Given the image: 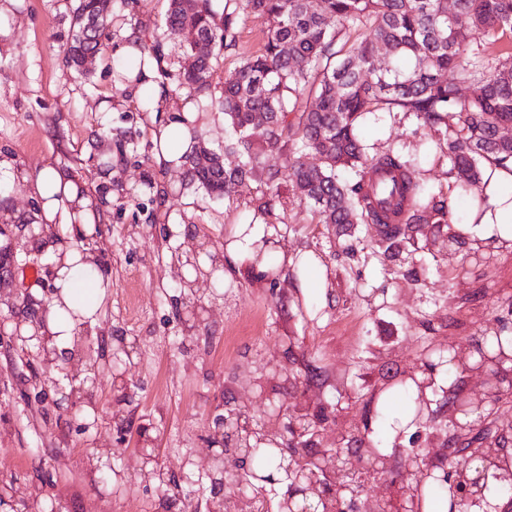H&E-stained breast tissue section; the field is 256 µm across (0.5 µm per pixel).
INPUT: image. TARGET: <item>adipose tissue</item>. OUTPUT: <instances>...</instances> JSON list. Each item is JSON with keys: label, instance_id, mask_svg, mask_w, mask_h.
Segmentation results:
<instances>
[{"label": "adipose tissue", "instance_id": "ef3b65f1", "mask_svg": "<svg viewBox=\"0 0 512 512\" xmlns=\"http://www.w3.org/2000/svg\"><path fill=\"white\" fill-rule=\"evenodd\" d=\"M21 182L26 193L39 205V222L45 232H52L60 224L86 229L102 218L101 210L96 208L94 198L85 187L61 168L47 164L35 172H23ZM478 192L486 203L482 209L472 210L467 224L469 235L496 247L512 248V164H485ZM265 236V224L236 225L224 252L236 263L254 261L264 247ZM53 263L57 299L67 300L79 295L86 300L82 317L69 325L62 327L55 319H48L51 345L61 350L80 328L99 326L112 283L98 272L95 253L77 249L74 244H58Z\"/></svg>", "mask_w": 512, "mask_h": 512}]
</instances>
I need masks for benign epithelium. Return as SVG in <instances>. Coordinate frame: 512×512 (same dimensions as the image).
<instances>
[{"label": "benign epithelium", "mask_w": 512, "mask_h": 512, "mask_svg": "<svg viewBox=\"0 0 512 512\" xmlns=\"http://www.w3.org/2000/svg\"><path fill=\"white\" fill-rule=\"evenodd\" d=\"M186 261L176 267V276L185 287H192L201 279L204 271L198 263V255L204 246L188 245ZM468 257L487 262L494 257V248L482 242H471ZM46 278L41 295L36 297L28 290L15 294L13 314L0 318V345L40 359L42 374L54 378L67 365H85L83 378L71 389L55 384L58 398L54 404L66 405V415L71 421L88 429L98 424L101 410L95 402V379L99 373L112 378V392L123 398L131 395V383L126 368L137 354L136 344L124 338L115 340L112 346L103 343L88 344L79 358L66 357L55 348H49L51 337L44 333V319L55 289L52 284V265H45ZM179 317L184 327L192 330L204 325L209 319L207 306L180 300ZM466 369L472 384L469 392L457 405L450 418L449 427L437 424L440 409L435 396L439 394L437 372H448V367ZM403 383L413 385L418 391L417 414L412 424L417 432L426 433L425 447L408 450L395 448L389 453L372 449L366 460H358L350 448H338L324 444V435L333 432L339 435L335 425H319L316 420L317 405L323 397L304 398L288 405L289 430L294 433L291 448L281 449L279 461L280 479L270 476L272 484L267 486L258 476L250 474L247 484L264 495H274L275 512H326L319 509L329 498L336 499V512H423L420 489L428 482L441 479L447 482L450 499L449 512H504L501 505L494 510L486 509L487 487L496 482L499 487H512V466L501 463L504 449L498 435L482 430L495 422L493 415L497 405L506 396L512 395V350L503 344L486 346L473 342L462 345H434L423 357L409 366L402 378ZM480 431L479 441L471 448L468 464L459 473H448V456L452 455L455 440ZM313 434L315 447L303 449L298 457L296 449L303 438ZM224 414L214 417L211 436L219 442L206 448L191 450L182 457L178 481L187 485L203 481L214 469L224 468V454L217 451L223 446ZM106 478L117 484L128 483L134 475L144 483L151 484L155 473L166 470L161 461L154 439L143 435L137 448L129 453V462L122 469L108 466ZM360 473L357 483H345L340 479L345 472ZM39 499L35 485L25 488L12 484L7 491L0 492V512H12L16 504Z\"/></svg>", "instance_id": "1"}]
</instances>
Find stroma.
I'll list each match as a JSON object with an SVG mask.
<instances>
[{
    "instance_id": "obj_1",
    "label": "stroma",
    "mask_w": 512,
    "mask_h": 512,
    "mask_svg": "<svg viewBox=\"0 0 512 512\" xmlns=\"http://www.w3.org/2000/svg\"><path fill=\"white\" fill-rule=\"evenodd\" d=\"M72 6L73 0H10L0 12V180L11 182V164L34 169L50 160L92 190L98 185L96 163L111 160L112 189L129 203L113 208L97 240L112 288L100 326L86 334L127 337L138 343L140 355L128 368L136 386L133 401L115 404L110 376L100 375L98 424L79 432L59 419L50 402L24 404L21 392L48 393L52 385L33 379L19 355L0 354V479L42 485L36 512H51L55 505L60 512H164L160 492L140 481L113 492L111 482L90 474L88 454L111 445L128 424L156 438L164 464L178 470L186 449L203 447L215 409L239 406L250 376L285 405L306 385H327L344 373L349 388L335 420L356 421L367 399L355 363L376 379L388 369H405L424 341L464 342L506 316L512 251L462 277L456 271L459 252L442 238L420 245L415 256L426 272L413 281L403 267L379 261L374 225H364L355 254H346L334 227L319 223L285 183L273 193L271 248L293 256L314 253L326 269V285L302 287L292 267L235 266L225 292L206 280L194 287L192 298L209 307L210 318L186 335L174 299L175 249L187 241L205 243L199 262L209 267L235 226L246 223L257 189L216 200L185 186L179 172L147 165L150 124L166 122L168 115L148 117L116 87L113 60L135 62L120 51V27H112L105 55L86 74L65 65L60 50ZM121 130L137 143L124 158L114 146ZM358 133L371 152L393 149L415 160L416 175L429 191L452 197L459 220H467L471 200L455 192L446 142L416 114L378 112ZM148 172L168 187L161 201L143 191ZM229 335L236 339L230 356L224 352ZM292 361L310 364L311 381L273 377V367Z\"/></svg>"
}]
</instances>
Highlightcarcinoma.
<instances>
[{
  "instance_id": "1",
  "label": "carcinoma",
  "mask_w": 512,
  "mask_h": 512,
  "mask_svg": "<svg viewBox=\"0 0 512 512\" xmlns=\"http://www.w3.org/2000/svg\"><path fill=\"white\" fill-rule=\"evenodd\" d=\"M71 40L63 60L82 65L89 52L104 53L102 38L115 10L129 0H74ZM267 18L260 47L213 82L224 52L238 45L241 15ZM365 28L354 41L343 39L345 25ZM163 37L143 33L140 62L149 54L159 61V84L174 98L186 94L200 112L224 113V147L204 144L186 157L187 184L207 195L230 199L253 183L269 189L288 182L309 203L319 223L336 227V236L354 238L358 225L373 224L377 253L389 262L410 258L424 225L433 236L454 223L448 199L431 194L417 180L413 163L398 151L371 154L358 136L367 113L401 109L417 113L435 128L458 115L459 128L444 135L451 170L463 195L473 194L481 165L512 162V138L501 130L512 125V0H169ZM182 54H193L201 40L210 53L193 69L174 71L165 40ZM507 42L500 66L480 80L476 94L460 97V86L475 77L462 62L474 43L494 48ZM267 115L268 124L257 122ZM238 162L224 165V156ZM250 223L273 215L274 198L263 192L251 200ZM399 396L406 411L391 410ZM377 400L369 439L382 452L389 428L415 414L410 391L393 384ZM251 448L249 466L259 475L274 467L265 446L238 434L224 433V471L213 481L237 482L234 465ZM167 507L188 495L181 484L161 486ZM423 503L448 504L447 490L425 485Z\"/></svg>"
}]
</instances>
